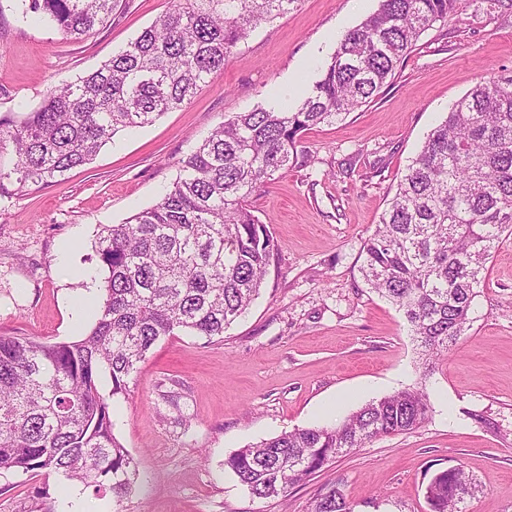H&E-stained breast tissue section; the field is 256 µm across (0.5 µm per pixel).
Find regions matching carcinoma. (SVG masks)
<instances>
[{
    "label": "carcinoma",
    "instance_id": "carcinoma-1",
    "mask_svg": "<svg viewBox=\"0 0 512 512\" xmlns=\"http://www.w3.org/2000/svg\"><path fill=\"white\" fill-rule=\"evenodd\" d=\"M300 0H170V7L96 70L49 88L41 106L0 119V197L40 187L90 163L118 132L182 107L224 70L260 24ZM130 0H28L66 38L79 40ZM454 0H380L347 30L292 110L259 107L217 127L181 161L160 200L101 227L104 277L95 321L81 339L0 336V470H45L110 492L119 503L134 471L113 433L99 380L112 395L153 347L179 333L212 338L258 297L274 255L249 200L309 156L300 136L334 124L388 88L421 34L448 24ZM512 233V72L477 83L427 135L364 246V281L403 312L428 358L462 335L486 264ZM427 395L408 388L370 401L332 425L285 431L225 460L252 497L285 496L337 457L377 437L419 427ZM475 482L457 467L426 486L430 512H463ZM313 512H354L331 486Z\"/></svg>",
    "mask_w": 512,
    "mask_h": 512
}]
</instances>
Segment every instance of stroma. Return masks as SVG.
<instances>
[{
  "label": "stroma",
  "mask_w": 512,
  "mask_h": 512,
  "mask_svg": "<svg viewBox=\"0 0 512 512\" xmlns=\"http://www.w3.org/2000/svg\"><path fill=\"white\" fill-rule=\"evenodd\" d=\"M169 0H132L79 42L22 0H0V117L36 109L46 89L97 69L152 25ZM379 0H300L258 25L224 70L182 108L124 131L84 167L27 195L0 197V336L74 341L92 314L76 303L103 273L102 225L153 206L182 159L237 113L297 105L338 38ZM512 71V10L456 0L447 26L425 31L375 101L307 131L310 164L283 172L251 207L278 246L260 296L223 336L178 334L109 395L113 431L136 484L122 502L81 492L83 512H311L338 486L354 512H428L439 471L480 482L467 512H512V235L487 263L464 335L433 366L402 311L365 285L363 247L409 160L480 77ZM407 388L430 403L418 428L336 458L287 496L253 498L225 465L281 432L332 424ZM59 475L0 470V512H60Z\"/></svg>",
  "instance_id": "1"
}]
</instances>
